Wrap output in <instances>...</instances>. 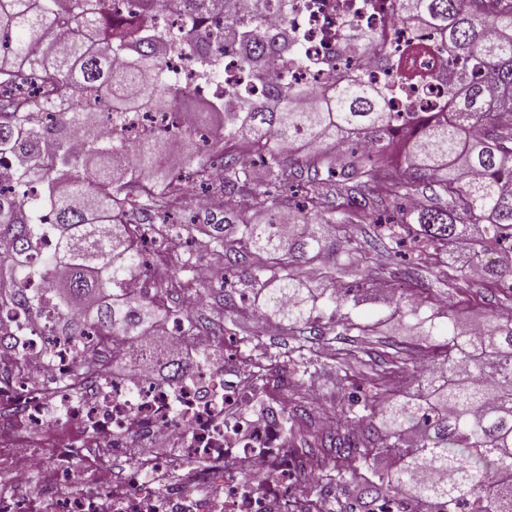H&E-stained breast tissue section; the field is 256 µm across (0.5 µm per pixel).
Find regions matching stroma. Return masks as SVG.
Listing matches in <instances>:
<instances>
[{
    "label": "stroma",
    "mask_w": 512,
    "mask_h": 512,
    "mask_svg": "<svg viewBox=\"0 0 512 512\" xmlns=\"http://www.w3.org/2000/svg\"><path fill=\"white\" fill-rule=\"evenodd\" d=\"M335 259H316L303 264L302 280L307 287L325 288L323 272L329 267L345 266L349 274L344 285L361 286L360 302L350 308L353 322L366 325L365 333L351 332L325 341L312 338L300 325L282 327L278 334L259 336L256 326L260 312L254 301L224 309V292L214 289L209 308L199 310L195 318L208 325L216 314H223L225 337L238 340L243 353L241 370L247 375L266 376L275 380L278 371L288 373L282 392L289 408L306 410L308 421L289 423L288 433L299 447L322 453L319 438L336 424L352 421L380 410L385 402L413 394L418 383L410 371L396 372L385 381L371 383L365 368L343 364L346 353H376L389 345L399 344L413 353L425 352L427 344L415 336L399 312L389 307L384 297L396 288L415 291L424 316L456 315L459 319L480 324L504 302L493 283H475L466 290L448 284V256L432 253L430 259L410 263L396 259L387 241L379 237L371 221L340 224L333 236ZM331 492L330 512H347L351 485L339 484L336 469H328L319 482L302 481L294 497L299 512L310 501Z\"/></svg>",
    "instance_id": "stroma-1"
}]
</instances>
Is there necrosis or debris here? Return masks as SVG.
<instances>
[{"instance_id": "1", "label": "necrosis or debris", "mask_w": 512, "mask_h": 512, "mask_svg": "<svg viewBox=\"0 0 512 512\" xmlns=\"http://www.w3.org/2000/svg\"><path fill=\"white\" fill-rule=\"evenodd\" d=\"M205 29L259 19L269 41L287 33L294 53L253 71L238 47L211 40L216 76L179 53L166 62L184 97L222 93L241 112L269 88L304 90L306 108L349 75L382 87L395 112H440L450 77L442 45L407 22L395 0H213ZM225 351L168 332L103 346L35 330L31 315L0 317V472L32 483V497L0 494V512H295L293 487L329 465L289 447L282 396L229 369ZM94 363L95 380L74 378L76 361ZM184 361L179 379L159 365ZM130 463L122 489L93 484L116 456Z\"/></svg>"}]
</instances>
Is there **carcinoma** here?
<instances>
[{
	"label": "carcinoma",
	"mask_w": 512,
	"mask_h": 512,
	"mask_svg": "<svg viewBox=\"0 0 512 512\" xmlns=\"http://www.w3.org/2000/svg\"><path fill=\"white\" fill-rule=\"evenodd\" d=\"M190 2L188 25L170 37L146 12L127 23L112 17V0H0V162H11L15 179L12 194L0 193V272L9 279L0 309L7 304L41 318L46 332L82 336L69 320L80 307L102 344L168 320L182 322V335L191 336L198 330L188 311L199 294L194 279L174 276L166 284L183 296L182 306L129 288L147 266L148 235L181 271H191L193 253L180 252L191 228L224 254V270L242 267L252 283H278L258 289L265 314L303 324L319 338L338 327L361 332L340 313L356 300L353 289L330 288L321 306L319 296L303 293L291 259L320 257L329 229L367 219L374 208L417 194L422 183L436 186L448 204L411 206L400 220L380 225L383 235L398 248L411 238L421 260L432 248L448 251L456 289L470 285L467 265H455L466 243L467 259L482 264L481 279L512 292V264L495 258L512 248V0H472L469 11L460 0H400L409 18L449 49L451 62L472 70L452 85L454 111L414 112L403 124L383 91L349 81L335 83L321 110L306 109L301 90L290 97L275 88L244 112L224 111L218 95L208 109L219 121L206 126L220 146L219 166L192 163L194 145L176 108L181 90L163 66L173 50L211 66L196 51L206 38L199 15L210 0ZM256 27L255 19L229 26L224 39L244 44V57L261 69L276 61L278 49L260 40ZM48 102L56 109L44 122L37 110ZM142 111L162 112L169 123L139 146L133 168L149 171L150 179L137 184L121 161L122 130L109 137L104 127ZM175 134L184 136L186 150L173 168L167 161ZM340 139L351 144L350 155H336ZM285 142L300 144L302 159L282 153ZM253 154L261 160L259 185L248 161ZM304 168L312 208L328 211V219L293 211L286 195L270 197L268 187L288 188ZM216 182L226 200L250 196L266 221L255 223L230 205L219 220L173 221L185 199ZM48 236L57 249L44 255ZM76 238L83 240L78 251L70 247ZM38 279L54 287L28 288ZM419 325L431 341L443 339L444 354L432 357L434 376L420 378L440 385L414 402L389 401L378 425L362 418L357 432L330 431L321 442L358 461L352 475L361 479L360 505L402 497L406 489L419 512H512V306L481 325L453 318ZM368 366L383 379L407 366L405 349L393 344ZM385 455L400 460L396 472L380 467Z\"/></svg>",
	"instance_id": "cac0c4a2"
}]
</instances>
